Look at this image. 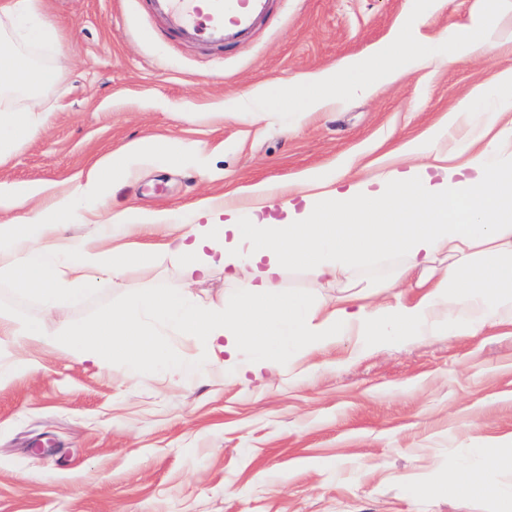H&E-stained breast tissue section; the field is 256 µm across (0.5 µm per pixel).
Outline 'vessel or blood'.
Masks as SVG:
<instances>
[{"label": "vessel or blood", "mask_w": 512, "mask_h": 512, "mask_svg": "<svg viewBox=\"0 0 512 512\" xmlns=\"http://www.w3.org/2000/svg\"><path fill=\"white\" fill-rule=\"evenodd\" d=\"M276 0H150L153 16L187 41L212 46L248 41Z\"/></svg>", "instance_id": "b4317fda"}]
</instances>
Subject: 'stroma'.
I'll list each match as a JSON object with an SVG mask.
<instances>
[{"instance_id":"1","label":"stroma","mask_w":512,"mask_h":512,"mask_svg":"<svg viewBox=\"0 0 512 512\" xmlns=\"http://www.w3.org/2000/svg\"><path fill=\"white\" fill-rule=\"evenodd\" d=\"M56 35L30 47L57 70L32 106L48 118L0 163V219L49 211L104 157L160 140L170 158L137 156L125 176L85 211L119 217L118 242L147 247L169 224L200 221L199 201L241 211L264 184L295 204L427 167L406 153L448 122L462 99L475 112L506 108L492 75L512 72V0H279L252 41L224 49L166 34L144 0H39ZM488 16L496 49L448 59V40ZM407 32L418 52L401 76L367 94L308 110L283 88L345 59L396 58ZM460 126L443 140L449 166L471 176ZM39 187L18 208L9 192ZM403 259L360 265L355 275L318 282L303 268L279 290L312 303L355 296L414 302L420 291L391 288ZM177 262L132 266L111 288L45 312L38 296L0 278V310L42 319L47 332L86 323L148 288H179ZM240 283L223 267L191 287L199 305L223 308ZM356 336L315 355H296L276 374L202 372L174 385L156 376L131 386L124 364H83L63 349L6 336L0 363L22 357L29 372L0 382V512H496L492 500L411 497L405 480L479 471L475 448L512 433V322L472 337L395 338L364 353Z\"/></svg>"}]
</instances>
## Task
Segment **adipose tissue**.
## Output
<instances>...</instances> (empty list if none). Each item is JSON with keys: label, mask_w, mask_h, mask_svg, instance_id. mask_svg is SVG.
<instances>
[{"label": "adipose tissue", "mask_w": 512, "mask_h": 512, "mask_svg": "<svg viewBox=\"0 0 512 512\" xmlns=\"http://www.w3.org/2000/svg\"><path fill=\"white\" fill-rule=\"evenodd\" d=\"M398 73L390 64L343 61L314 76L326 96L311 99L309 105L318 109L325 101H341ZM54 75L25 51L0 50V95L36 94ZM41 123L40 113L32 109L1 107L0 162L16 143L36 136ZM143 153L165 156L169 149L144 142L108 156L78 187V194L98 192L125 173L133 156ZM199 209L205 223L178 227L159 252L177 259L189 281L205 278L217 264L246 276L248 286L232 306L199 308L190 304L188 289L151 288L92 322L51 334L37 320L16 322L0 314V325L22 339L49 340L82 362L103 366L122 359L131 380L138 382L160 370L177 380L193 377L206 365L230 371L235 356L248 348L258 354L253 369L274 372L285 347L295 346L307 355L339 336L364 337L368 350L396 337L438 331L472 336L501 320L504 309L512 306V163L479 168L457 181L448 175L436 182L425 173L406 174L356 193L309 197L300 209L286 200L280 204V217L259 213L249 224L239 223L234 210L219 204L206 201ZM61 213L58 222L36 212L24 223L0 224V276L9 278L18 293L42 295L51 310L122 277L130 261L147 256L134 245L111 248L103 235L82 240L64 236L63 226L73 217L71 205H63ZM375 252L407 254L400 280L423 272L425 292L415 304L348 301L325 311L275 288L289 268L300 266L323 278ZM168 330L198 337L210 357L168 356L162 342ZM477 454L480 473H452L431 489L415 484L412 494L431 490L458 499L490 497L501 512H512V489L493 479L497 472L512 471V434Z\"/></svg>", "instance_id": "adipose-tissue-1"}]
</instances>
